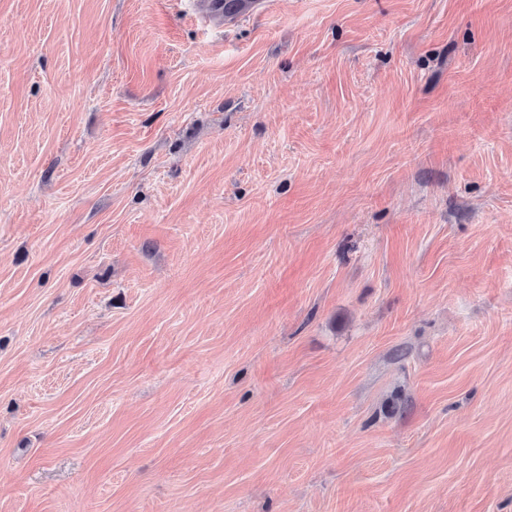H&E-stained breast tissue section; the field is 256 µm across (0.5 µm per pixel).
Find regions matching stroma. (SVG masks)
<instances>
[{
    "label": "stroma",
    "instance_id": "1",
    "mask_svg": "<svg viewBox=\"0 0 512 512\" xmlns=\"http://www.w3.org/2000/svg\"><path fill=\"white\" fill-rule=\"evenodd\" d=\"M0 512H512V0H0ZM240 1L233 12L224 15V2L222 0H193L194 14L203 22H214L218 25L230 23L235 25L258 13L264 5L262 0ZM225 18V20H224Z\"/></svg>",
    "mask_w": 512,
    "mask_h": 512
}]
</instances>
